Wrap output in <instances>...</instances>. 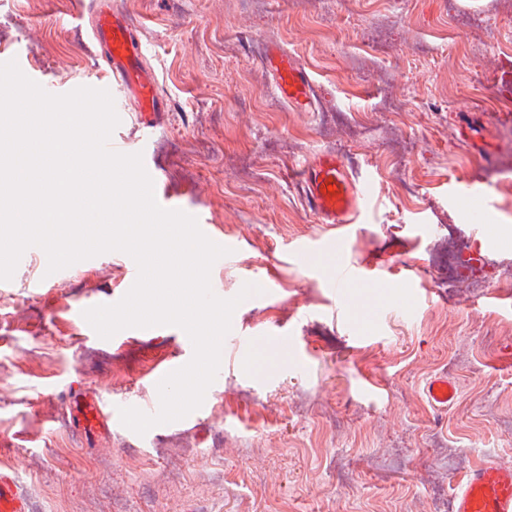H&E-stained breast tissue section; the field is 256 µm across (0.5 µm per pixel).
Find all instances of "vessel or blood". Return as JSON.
<instances>
[{
    "mask_svg": "<svg viewBox=\"0 0 512 512\" xmlns=\"http://www.w3.org/2000/svg\"><path fill=\"white\" fill-rule=\"evenodd\" d=\"M95 14L92 38L99 57L124 97L135 104L143 128H155L166 105L155 71L143 61L145 48L135 27L112 0H96ZM260 61L272 74L277 98L294 111H311L314 86L303 65L275 43L262 46ZM300 177L310 209L330 225L332 233L318 247L296 244L293 255L300 259L321 256L332 271L334 288L375 284V277L361 273L347 254L350 226L369 209L368 188L359 186L342 159L331 152L314 155ZM425 393L433 406L444 409L456 400L458 388L447 378L435 377L426 383ZM67 409L69 425L86 434L109 429L118 413L111 402L81 392L70 394ZM452 502V512H512V467L491 461L477 465L456 483ZM0 512H29L17 473L0 471Z\"/></svg>",
    "mask_w": 512,
    "mask_h": 512,
    "instance_id": "vessel-or-blood-1",
    "label": "vessel or blood"
}]
</instances>
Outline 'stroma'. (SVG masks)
Masks as SVG:
<instances>
[{"label": "stroma", "instance_id": "stroma-1", "mask_svg": "<svg viewBox=\"0 0 512 512\" xmlns=\"http://www.w3.org/2000/svg\"><path fill=\"white\" fill-rule=\"evenodd\" d=\"M140 29L170 110L146 135L131 107L115 137L144 146L156 200L201 215L238 248L211 269L218 295L276 279L235 310L219 386L195 415L140 435L113 422L87 437L65 423L69 393L158 407L152 370L190 360L174 326L110 339L71 307L132 286L118 252L79 261L42 289L46 255L0 282V469L33 512H451L476 465L512 463V0H116ZM91 0H0V60L39 84L115 91L94 54ZM274 41L314 84L295 112L254 58ZM367 181L366 222L348 252L388 278L359 301L336 294L293 244L327 236L299 175L316 153ZM481 197H466L467 186ZM477 257L473 290L448 274ZM414 282L394 275L399 259ZM263 336L248 350L247 337ZM287 337L280 346L278 337ZM459 387L447 410L423 386Z\"/></svg>", "mask_w": 512, "mask_h": 512}]
</instances>
